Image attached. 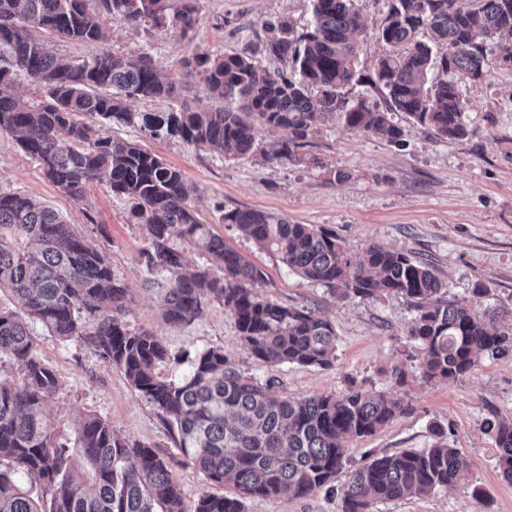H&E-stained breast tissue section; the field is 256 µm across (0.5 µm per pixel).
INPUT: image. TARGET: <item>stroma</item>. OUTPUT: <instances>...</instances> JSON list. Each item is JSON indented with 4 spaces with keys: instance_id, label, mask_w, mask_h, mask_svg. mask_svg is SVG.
<instances>
[{
    "instance_id": "obj_1",
    "label": "stroma",
    "mask_w": 512,
    "mask_h": 512,
    "mask_svg": "<svg viewBox=\"0 0 512 512\" xmlns=\"http://www.w3.org/2000/svg\"><path fill=\"white\" fill-rule=\"evenodd\" d=\"M195 40L174 31L151 38L131 31L118 16L107 19V38L95 45L53 39L57 56L70 59L105 50L127 55L148 48L158 68L181 78V58L195 49L214 53H250L263 67L280 68L265 50V21L279 17L295 27L311 19V0H202ZM389 0H365L369 34L361 41L357 67L365 75L354 94L385 104L382 89L371 83L383 52L375 34L388 15ZM466 100V137L441 138L402 113L394 122L404 135L395 145L372 135L323 123L313 137L310 159L299 165L273 160L286 130H264L249 157L227 159L174 139H154L136 127L115 125L114 138L140 144L180 168L201 220L267 275L265 298L283 305L307 306L329 319L336 332V358L326 368L284 364L269 366L244 351L234 320L222 302L207 301L204 312L183 326L162 318L158 289L146 283L139 260L147 245L140 226L130 223L124 200L105 187L89 185L84 200L63 196L13 136L0 133V193H19L46 202L107 255L113 273L125 282L130 298L123 316L128 327L145 328L161 338L168 356L156 367L164 380L189 369L184 352L223 349L228 359L258 382L273 380L282 397L341 395L354 387L395 392L412 406L372 436L350 441L349 468L382 455L420 450L436 441L441 427L453 447L474 461L469 480L428 495L374 501L369 512H512V481L496 466L497 448L487 420H512V354L483 358L475 370L449 384L423 382L417 373V349L407 335L414 309L403 298L343 300L327 287L291 273L271 252L259 249L235 226L221 223L222 210L249 208L313 224L336 232L352 252L369 243L403 251L428 263L452 302L478 312H497L512 323V66L491 61L478 83L458 76ZM485 292L474 296L475 285ZM37 354L60 378L46 407L45 423L59 442L73 441L85 416L108 421L129 440L158 446L178 456L174 440L157 410L128 383L117 367L81 342L52 336L30 323ZM407 373L394 385V365ZM174 479L183 491L185 512H195L202 493L229 495L232 483L206 482L193 467L177 464ZM481 496H474V489ZM338 494L320 489L293 500L251 498L246 512H342Z\"/></svg>"
}]
</instances>
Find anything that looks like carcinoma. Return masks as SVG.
<instances>
[{
	"mask_svg": "<svg viewBox=\"0 0 512 512\" xmlns=\"http://www.w3.org/2000/svg\"><path fill=\"white\" fill-rule=\"evenodd\" d=\"M312 2L311 25L301 31L285 19L266 22V50L291 65L290 75L269 72L246 53L184 57L186 74L219 103L201 110L175 103L179 82L162 76L147 51L62 61L44 39L101 42L113 15L138 32L177 31L192 39L201 0H0V132L15 136L45 178L73 201L96 183L128 204L131 223L148 239L141 260L161 276L153 284L162 293L166 322L190 324L205 300L220 301L247 354L271 366H331L332 324L307 307L266 299L260 293L264 270L202 222L183 172L136 143L101 133L100 126H136L227 158L252 155L261 130L284 129L288 139L273 158L299 164L326 118L398 143L403 130L392 120L394 110L438 136L463 138L464 101L454 76L478 82L490 56L512 64V49L501 40L512 37V0H391L378 32L386 54L373 80L389 103L382 110L351 95L364 79L355 65L368 30L359 0ZM20 78L37 88L39 99L11 93ZM139 99L167 107L136 112L131 104ZM222 220L343 299H405L416 311L408 336L417 344L425 382L451 383L481 357L512 351V325L444 299L433 269L400 250L369 244L355 256L324 227L254 209L229 210ZM177 240L200 250L207 265L186 270ZM1 288L52 335L80 341L122 370L176 428L184 463L208 482H234L231 495H201L196 512H245L253 497L292 500L331 485L346 466L347 441L371 436L411 411L402 398L359 387L340 396L278 397L270 384L236 370L221 348L196 354L187 376L159 379L155 368L168 350L152 331L122 320L129 291L106 256L57 210L25 195L0 194ZM0 355L21 374L16 383L0 380V512H184L173 458L129 442L103 418H84L71 446L54 442L43 409L59 378L37 356L27 322L11 311L0 310ZM486 429L497 467L512 481V420H489ZM473 467L446 438L376 457L351 471L341 487L344 512L448 488L467 480ZM20 472L43 482L44 498L19 483Z\"/></svg>",
	"mask_w": 512,
	"mask_h": 512,
	"instance_id": "obj_1",
	"label": "carcinoma"
}]
</instances>
